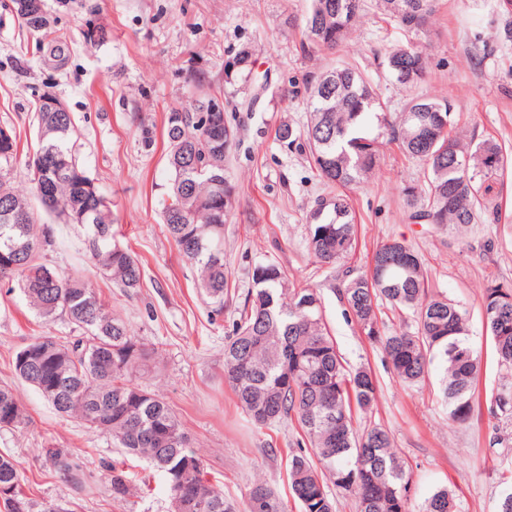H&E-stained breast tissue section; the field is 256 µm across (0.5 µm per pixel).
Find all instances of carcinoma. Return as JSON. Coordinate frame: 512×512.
<instances>
[{"mask_svg": "<svg viewBox=\"0 0 512 512\" xmlns=\"http://www.w3.org/2000/svg\"><path fill=\"white\" fill-rule=\"evenodd\" d=\"M22 2L13 0L14 12L27 28L41 33L39 57L65 68L67 40L52 35L47 23L38 27L22 16ZM332 2L336 13L326 20L321 16L323 0H310L303 53L336 49L367 7L366 0ZM377 8L413 35L385 57L392 81L412 88L426 75L425 47L417 36L434 15L435 0H377ZM252 68L253 53L243 49L225 65L226 79L246 83ZM323 77L333 79V88L326 96L309 94L303 132L296 133L287 122L274 130V139L287 145L304 138L319 176L338 189L336 216L323 213L324 197L310 213L309 245L318 263L335 266L354 253L356 225L348 220L351 206L343 190L375 170L384 135L423 166V184L405 188L409 220L452 230L461 240L472 225L487 220L483 201L493 181L512 168V156L499 144L492 139L463 142L446 100L413 98L394 118L356 67L333 66L313 80ZM194 108L190 102L166 119L169 196L175 209H164L163 224L179 252L197 268L198 288L220 314L227 285L224 224L233 193L225 163L239 137L236 129L224 125V141H216ZM34 118L37 153L44 165L26 163L33 195L46 213L83 226L86 248L100 273L123 292H136L142 266L112 231V200L72 151L71 114L49 112L39 100ZM6 128L10 137L0 138V282L16 283L40 316L64 315L80 331L73 340L33 338L14 355L15 377L37 389L60 415L111 435L118 447L161 472L175 512H235L223 492L205 480L203 460L171 405L132 384L136 373L156 363L158 350L141 343L82 274L45 275L44 251L53 243L52 230L40 224L38 212L13 187L19 141L15 128ZM252 282L254 288L237 308L232 333L224 337V382L257 427L294 421L301 429L312 453L298 449L289 454L290 487L301 512H335L331 484L354 497L355 512H406L409 479L390 433L375 422L357 419L373 412L375 376L363 367L345 369L315 290L291 282L273 262L256 266ZM337 297L361 332L381 346L401 382H422L433 358L439 357L448 417L459 423L470 418L482 355L468 342L466 311L445 296L429 294L423 261L408 244L387 241L372 253L364 271L345 268ZM385 303L397 314H411L415 331L386 334L380 319ZM482 312L497 363L511 370L512 286L489 284ZM3 405L10 409L9 428L27 425L9 384L0 385ZM492 410L512 415L511 388L498 391ZM48 455L54 471L67 482H84L77 457L59 448L48 449ZM5 481L19 482L18 468L12 458L0 455V483ZM0 502L4 512L31 509L19 487ZM452 508L448 490L441 489L424 500L422 512ZM249 512H286V506L268 485L258 483L250 492Z\"/></svg>", "mask_w": 512, "mask_h": 512, "instance_id": "carcinoma-1", "label": "carcinoma"}]
</instances>
